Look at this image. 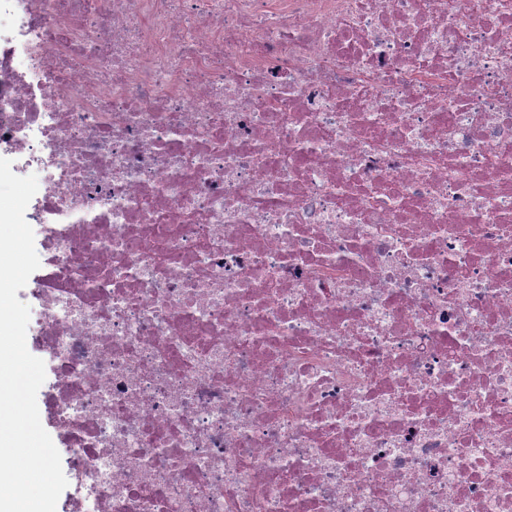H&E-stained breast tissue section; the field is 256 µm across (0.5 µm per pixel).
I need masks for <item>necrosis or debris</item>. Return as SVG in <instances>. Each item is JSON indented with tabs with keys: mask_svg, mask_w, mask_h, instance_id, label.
Returning a JSON list of instances; mask_svg holds the SVG:
<instances>
[{
	"mask_svg": "<svg viewBox=\"0 0 512 512\" xmlns=\"http://www.w3.org/2000/svg\"><path fill=\"white\" fill-rule=\"evenodd\" d=\"M66 512H512V0H0Z\"/></svg>",
	"mask_w": 512,
	"mask_h": 512,
	"instance_id": "obj_1",
	"label": "necrosis or debris"
}]
</instances>
